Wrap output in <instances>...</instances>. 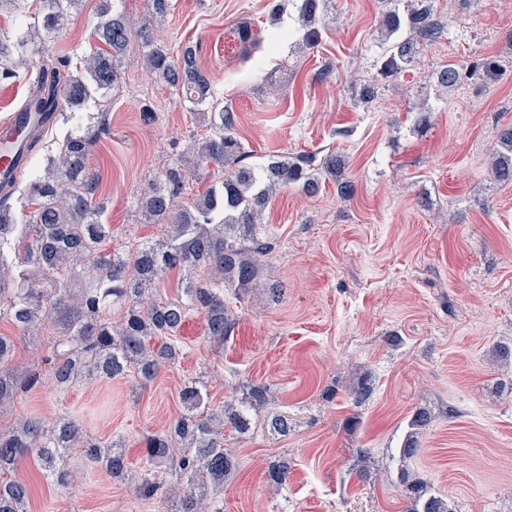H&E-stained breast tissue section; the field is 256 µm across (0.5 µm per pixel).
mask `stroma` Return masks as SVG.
Here are the masks:
<instances>
[{
	"label": "stroma",
	"mask_w": 512,
	"mask_h": 512,
	"mask_svg": "<svg viewBox=\"0 0 512 512\" xmlns=\"http://www.w3.org/2000/svg\"><path fill=\"white\" fill-rule=\"evenodd\" d=\"M446 32L424 45L412 69L379 81V20L387 0H332L319 44L299 46L297 5L279 17L271 0H172L155 28L171 54L199 45L212 72V96L238 117L236 133L258 165L272 157L341 155V179L313 196L288 187L264 213L275 248L262 277L283 283L280 302L256 289L226 296L235 325L223 345L191 315L184 355L150 382L136 374L69 388L45 379L0 408V428L18 419L76 421L101 442L122 440L129 477L112 478L80 450L71 489L47 480L27 460L16 479L31 487L29 512H169V503L135 496L144 436L167 429L182 410L186 381L205 384L211 406L243 399L251 387L274 394L252 411V428L224 432L237 469L224 485V512H408L404 476L427 478L452 512H512V182L495 178L489 155L512 127V69L439 92L442 65L512 57V0H433ZM98 0H82L50 43L80 64ZM250 25L276 52L240 43ZM429 107L426 123L417 111ZM152 109L153 122L142 119ZM104 112L92 155L98 197L114 236L110 247L158 237L136 207L155 173L191 141L207 135L188 104L139 64L126 65ZM351 182L350 199L340 194ZM0 334L15 343L19 370L41 367L52 327L22 337L9 320ZM369 393L361 403L358 385ZM427 410L414 457L400 448L415 411ZM288 419L269 431V415ZM365 450V473L355 466ZM288 460L275 486L272 463Z\"/></svg>",
	"instance_id": "1"
}]
</instances>
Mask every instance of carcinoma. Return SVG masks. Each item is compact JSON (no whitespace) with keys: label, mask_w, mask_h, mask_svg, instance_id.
Listing matches in <instances>:
<instances>
[{"label":"carcinoma","mask_w":512,"mask_h":512,"mask_svg":"<svg viewBox=\"0 0 512 512\" xmlns=\"http://www.w3.org/2000/svg\"><path fill=\"white\" fill-rule=\"evenodd\" d=\"M98 20L92 28L95 41L83 66L70 69V58L48 55L36 62L24 59V40L0 31V78L11 79L18 69L34 70V89L24 104L26 111L45 112L68 121L76 118L92 94L113 89L131 41L140 43L144 67L159 82L181 93L192 106L208 105L202 113L209 135L195 142L155 176L138 199L137 207L163 234L140 242L121 255L105 252L112 225L103 220L104 206L94 201L98 177L90 157L101 126L78 125L57 152H47L38 170L27 178L0 183V319L7 318L23 332L35 336L51 325L57 340L47 359L50 375L60 387L92 378H115L129 372L143 382L182 356L178 344L188 315L203 316L204 337L224 344L233 319L224 301L231 291L238 299L262 288L271 300L281 298L283 285L261 278V262L274 250L261 220L277 192L298 184L315 194L325 176H336L340 159L330 153L293 160L271 159L247 165L248 152L235 136L233 109L212 100V80L202 68L196 49L185 47L179 57L158 41L151 19L164 15L170 0H150L151 17L133 26L115 11L111 0H99ZM75 0H43L37 23L28 27L36 37H50L63 26L64 5ZM330 0H301L302 41L308 46L321 39L320 22ZM380 76L391 77L414 63L420 47L439 40L445 25L428 0L408 11L393 8L382 16ZM502 68L497 60L467 66L448 64L438 72L437 84L452 88L475 76L492 78ZM227 168L224 180L208 186L190 204L183 201L189 175H206L210 167ZM491 171L502 181L512 180V130L500 138L491 156ZM178 271V293L156 294L170 272ZM121 310L112 321V309ZM14 341L0 335V405L13 401L21 390L39 382L38 371L22 374L12 366ZM199 380L180 391L183 413L163 433L146 437L142 457L149 469L134 485L144 499L178 496L175 512H223L210 501L224 492V482L236 471L233 456L224 451V426L237 432L250 429L249 410L264 407L270 388L254 386L241 408L226 403L208 408L207 393ZM429 423L425 411L414 413L411 432L401 448L404 457L417 452V432ZM84 449L87 459L102 463L114 477L128 471L122 445L91 439L70 418L46 424L23 418L0 432V512H28L27 483L8 479L21 462L36 458L47 478L63 488L72 486L68 452ZM170 462L179 484L165 483L150 466ZM411 512H451L448 503L433 494L421 479L407 483Z\"/></svg>","instance_id":"1"}]
</instances>
